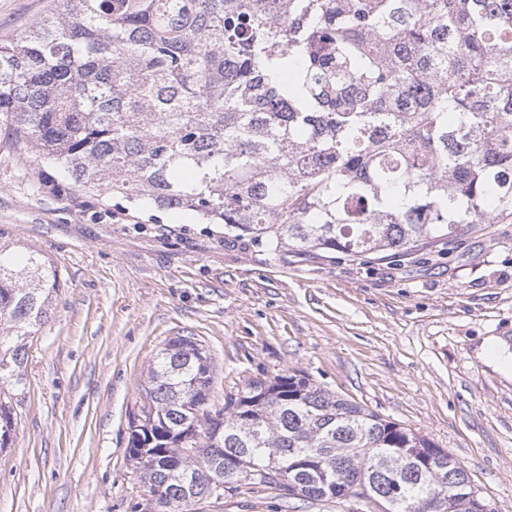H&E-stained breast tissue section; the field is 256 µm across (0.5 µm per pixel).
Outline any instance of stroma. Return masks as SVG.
<instances>
[{"mask_svg": "<svg viewBox=\"0 0 512 512\" xmlns=\"http://www.w3.org/2000/svg\"><path fill=\"white\" fill-rule=\"evenodd\" d=\"M52 0H0V40ZM0 129V242L43 253L63 281L28 354L16 434L0 449V512H147L127 459L147 372L192 336L220 411L250 381L296 373L427 436L493 512H512V377L480 345L512 344V217L450 245L365 263L271 257L193 213L61 188ZM186 512H378L369 500L241 486Z\"/></svg>", "mask_w": 512, "mask_h": 512, "instance_id": "35a3bbf8", "label": "stroma"}]
</instances>
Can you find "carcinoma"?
Segmentation results:
<instances>
[{"mask_svg":"<svg viewBox=\"0 0 512 512\" xmlns=\"http://www.w3.org/2000/svg\"><path fill=\"white\" fill-rule=\"evenodd\" d=\"M0 42V127L96 196L191 211L274 256H407L512 217V0H54ZM0 245V448L33 328L61 288ZM214 365L175 336L128 459L151 512L219 480L381 512H492L426 436L308 377L208 410Z\"/></svg>","mask_w":512,"mask_h":512,"instance_id":"1","label":"carcinoma"}]
</instances>
